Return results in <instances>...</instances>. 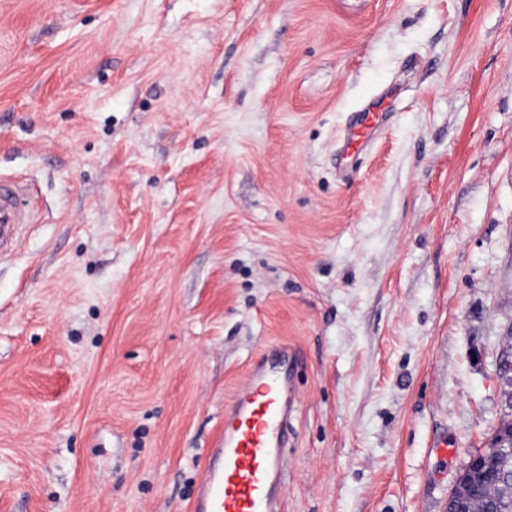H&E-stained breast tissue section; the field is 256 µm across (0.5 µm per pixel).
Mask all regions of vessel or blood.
<instances>
[{
	"mask_svg": "<svg viewBox=\"0 0 512 512\" xmlns=\"http://www.w3.org/2000/svg\"><path fill=\"white\" fill-rule=\"evenodd\" d=\"M386 117L379 103L359 113L348 134V154L360 153ZM23 196L20 184L0 182V262L13 256L30 222ZM290 380L289 374L269 373L263 362L250 366L241 394L225 408L224 435L207 453L192 512H279Z\"/></svg>",
	"mask_w": 512,
	"mask_h": 512,
	"instance_id": "vessel-or-blood-1",
	"label": "vessel or blood"
}]
</instances>
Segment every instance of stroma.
<instances>
[{
	"label": "stroma",
	"mask_w": 512,
	"mask_h": 512,
	"mask_svg": "<svg viewBox=\"0 0 512 512\" xmlns=\"http://www.w3.org/2000/svg\"><path fill=\"white\" fill-rule=\"evenodd\" d=\"M0 179V512H191L280 343L282 512H444L506 420L512 0H0ZM388 112L384 111L383 104L374 103L365 112H360L354 126L348 134L346 148L349 155L359 154L365 144L375 135L383 125ZM24 188L16 182H0V264L19 247L30 214L22 203ZM509 365L512 366V344L502 349L498 360H497V371L499 377L502 379L504 383L510 386V391L505 393L504 399L502 401L504 409L506 412L511 413L512 411V368L510 369Z\"/></svg>",
	"instance_id": "stroma-1"
}]
</instances>
